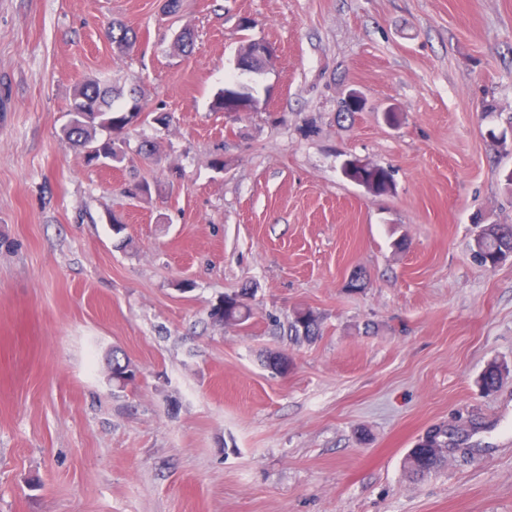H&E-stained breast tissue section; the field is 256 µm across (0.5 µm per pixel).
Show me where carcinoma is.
<instances>
[{
  "mask_svg": "<svg viewBox=\"0 0 512 512\" xmlns=\"http://www.w3.org/2000/svg\"><path fill=\"white\" fill-rule=\"evenodd\" d=\"M112 43L120 49H131L136 44V34L121 23H112L108 30ZM115 88L107 80H90L77 85L69 105V120L64 128L68 142L84 157L87 164L120 163L124 160L122 145L125 144L126 130L144 114L145 107L139 98L132 97L133 110L114 108ZM480 262L490 267L512 253V225L488 224L479 237ZM216 310L221 312L218 323L239 326L251 316L248 293L245 291L224 295ZM322 332V315L312 308H300L288 321L287 335L298 344L316 340ZM129 362L126 357H112V384L124 388L135 383L137 375L125 373L120 366ZM291 358L283 351L270 350L263 359V365L274 374L286 375ZM502 380L501 364L488 363L482 370L478 384L485 392H492ZM448 444V427L438 425L430 428L409 449L403 460L407 475L421 480L442 469L448 458L432 452L437 443Z\"/></svg>",
  "mask_w": 512,
  "mask_h": 512,
  "instance_id": "carcinoma-1",
  "label": "carcinoma"
}]
</instances>
